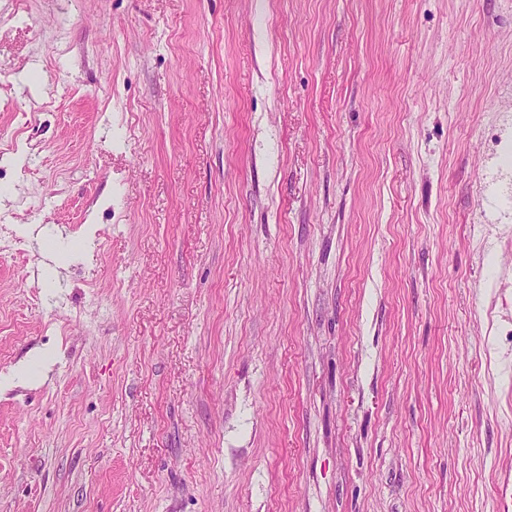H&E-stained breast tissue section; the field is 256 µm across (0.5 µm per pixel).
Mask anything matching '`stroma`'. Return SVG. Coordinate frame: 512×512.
<instances>
[{
    "mask_svg": "<svg viewBox=\"0 0 512 512\" xmlns=\"http://www.w3.org/2000/svg\"><path fill=\"white\" fill-rule=\"evenodd\" d=\"M507 172L512 0H0V512H498ZM49 358L37 354L34 358H32L29 362L20 364L16 367L10 376L9 380H33L37 377H42L44 375L45 369H47L46 363Z\"/></svg>",
    "mask_w": 512,
    "mask_h": 512,
    "instance_id": "stroma-1",
    "label": "stroma"
}]
</instances>
